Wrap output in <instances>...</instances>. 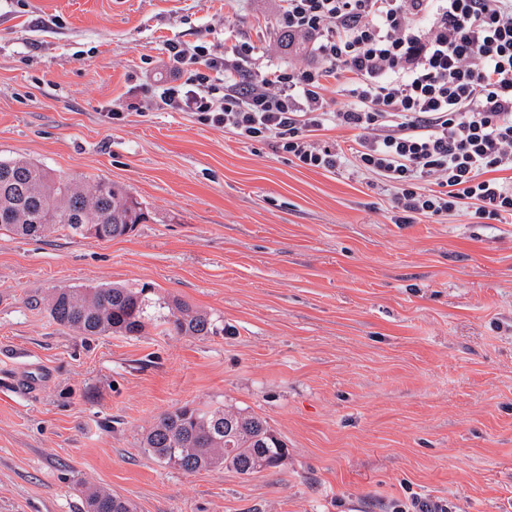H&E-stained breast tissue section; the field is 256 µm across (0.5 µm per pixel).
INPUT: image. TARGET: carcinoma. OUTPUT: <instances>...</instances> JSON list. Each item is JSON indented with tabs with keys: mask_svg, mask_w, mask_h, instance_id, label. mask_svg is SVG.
I'll return each mask as SVG.
<instances>
[{
	"mask_svg": "<svg viewBox=\"0 0 512 512\" xmlns=\"http://www.w3.org/2000/svg\"><path fill=\"white\" fill-rule=\"evenodd\" d=\"M150 219L131 190L98 178L85 186L26 158L0 159V230L21 238H41L62 232L96 239L129 235ZM149 289L118 286L56 288L48 307L54 321L86 336L141 334L151 317ZM168 314L158 322L178 336H209L216 320L191 309L177 298L166 302ZM156 458L184 472L225 468L239 474L285 464V443L267 422L231 406L209 409L179 407L163 414L143 439ZM86 512H135L131 501L105 490L85 496Z\"/></svg>",
	"mask_w": 512,
	"mask_h": 512,
	"instance_id": "cac0c4a2",
	"label": "carcinoma"
}]
</instances>
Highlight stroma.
Listing matches in <instances>:
<instances>
[{"label": "stroma", "mask_w": 512, "mask_h": 512, "mask_svg": "<svg viewBox=\"0 0 512 512\" xmlns=\"http://www.w3.org/2000/svg\"><path fill=\"white\" fill-rule=\"evenodd\" d=\"M279 0H0V158L128 186L150 219L93 241L0 231V512H512V220H389L349 172L298 166L186 112L106 110L168 77L167 41L275 36ZM152 286L216 319L188 337L83 336L53 289ZM189 405L258 415L288 463L187 473L143 436ZM86 512H134L131 501L101 490H89L85 496Z\"/></svg>", "instance_id": "1"}]
</instances>
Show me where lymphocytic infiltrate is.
Masks as SVG:
<instances>
[{
    "label": "lymphocytic infiltrate",
    "instance_id": "lymphocytic-infiltrate-1",
    "mask_svg": "<svg viewBox=\"0 0 512 512\" xmlns=\"http://www.w3.org/2000/svg\"><path fill=\"white\" fill-rule=\"evenodd\" d=\"M276 29L311 41L317 64L256 67L243 38L224 55L172 42L170 80L107 118L188 112L300 166L370 177L395 224L512 217V0H280Z\"/></svg>",
    "mask_w": 512,
    "mask_h": 512
}]
</instances>
